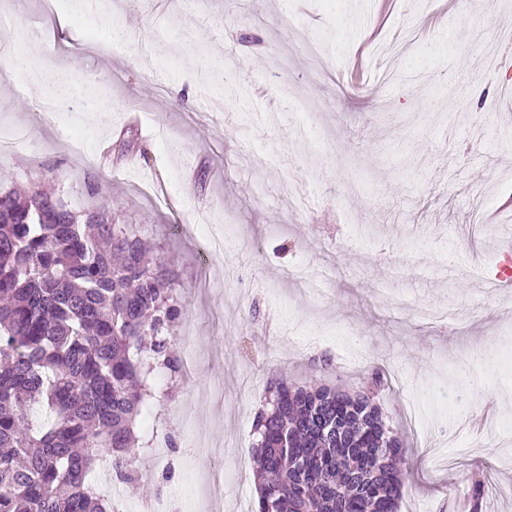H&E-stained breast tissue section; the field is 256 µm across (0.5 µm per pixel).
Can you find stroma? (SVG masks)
I'll use <instances>...</instances> for the list:
<instances>
[{
    "instance_id": "35a3bbf8",
    "label": "stroma",
    "mask_w": 512,
    "mask_h": 512,
    "mask_svg": "<svg viewBox=\"0 0 512 512\" xmlns=\"http://www.w3.org/2000/svg\"><path fill=\"white\" fill-rule=\"evenodd\" d=\"M504 29L512 0H395L361 24L351 0H107L78 19L0 0V33L68 84L42 122V91L0 55V126L31 139L0 157V182L108 205L178 274L177 350L195 368L176 392L152 383L173 445L140 449L139 486L117 488L132 512L253 503L270 378L351 393L377 364V404L412 452L399 512H463L491 464L483 512H512V444L481 422L512 418V292L488 288L512 269V46L498 71L475 67ZM117 30L124 49L101 51ZM121 139L127 155L103 163Z\"/></svg>"
}]
</instances>
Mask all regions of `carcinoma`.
Listing matches in <instances>:
<instances>
[{
  "label": "carcinoma",
  "instance_id": "1",
  "mask_svg": "<svg viewBox=\"0 0 512 512\" xmlns=\"http://www.w3.org/2000/svg\"><path fill=\"white\" fill-rule=\"evenodd\" d=\"M176 274L131 224L76 214L39 186L0 187V512H110L91 480L100 458L125 483L147 380L175 375L183 306ZM364 390L271 382L255 417L252 512H397L408 449ZM53 418L33 428L29 411ZM486 478L471 477L472 512Z\"/></svg>",
  "mask_w": 512,
  "mask_h": 512
}]
</instances>
